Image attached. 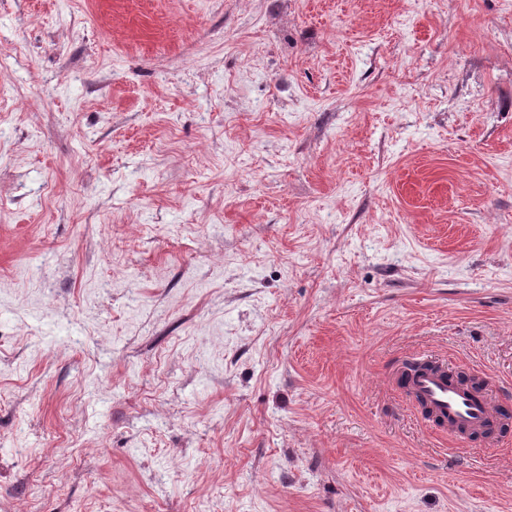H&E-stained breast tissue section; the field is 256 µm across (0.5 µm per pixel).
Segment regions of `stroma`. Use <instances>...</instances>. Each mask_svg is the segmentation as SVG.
Wrapping results in <instances>:
<instances>
[{"label": "stroma", "mask_w": 512, "mask_h": 512, "mask_svg": "<svg viewBox=\"0 0 512 512\" xmlns=\"http://www.w3.org/2000/svg\"><path fill=\"white\" fill-rule=\"evenodd\" d=\"M512 0H0V512H512ZM445 370L430 367L413 373L408 389L435 419L448 421V433L479 430L496 420V410L481 395L448 381Z\"/></svg>", "instance_id": "35a3bbf8"}]
</instances>
